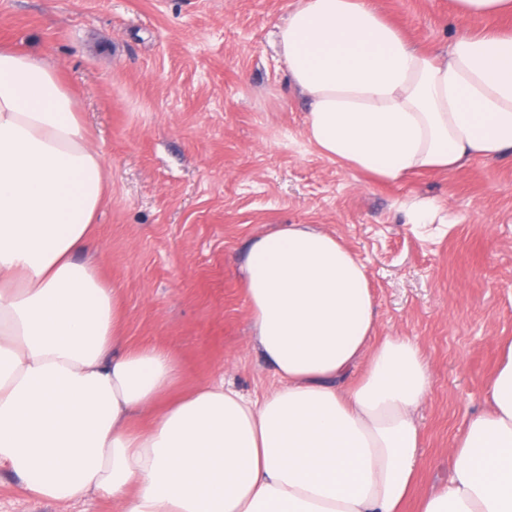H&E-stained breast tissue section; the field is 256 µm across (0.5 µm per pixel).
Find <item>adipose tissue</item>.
<instances>
[{"label":"adipose tissue","instance_id":"adipose-tissue-1","mask_svg":"<svg viewBox=\"0 0 512 512\" xmlns=\"http://www.w3.org/2000/svg\"><path fill=\"white\" fill-rule=\"evenodd\" d=\"M278 40L305 137L334 162L399 184L512 153L511 34L427 52L370 0H297ZM89 138L59 67L1 43L0 469L114 512H400L430 372L411 338H376L363 264L309 224L255 238L250 339L276 386L174 396L175 355L129 345L85 257L108 191ZM452 456L418 512H512V343Z\"/></svg>","mask_w":512,"mask_h":512}]
</instances>
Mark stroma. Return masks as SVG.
Instances as JSON below:
<instances>
[{"label":"stroma","mask_w":512,"mask_h":512,"mask_svg":"<svg viewBox=\"0 0 512 512\" xmlns=\"http://www.w3.org/2000/svg\"><path fill=\"white\" fill-rule=\"evenodd\" d=\"M296 0H0V42L54 60L77 93L109 184L89 255L120 290L131 344L171 350L181 386L275 378L249 343L242 265L274 224H312L364 265L379 336H407L430 368L418 412L417 492L485 408L512 339V154L391 185L304 135L305 104L276 43ZM425 51L468 22L454 0H373ZM436 206L415 224L409 207ZM0 512H113L97 496L31 499L0 471Z\"/></svg>","instance_id":"35a3bbf8"}]
</instances>
